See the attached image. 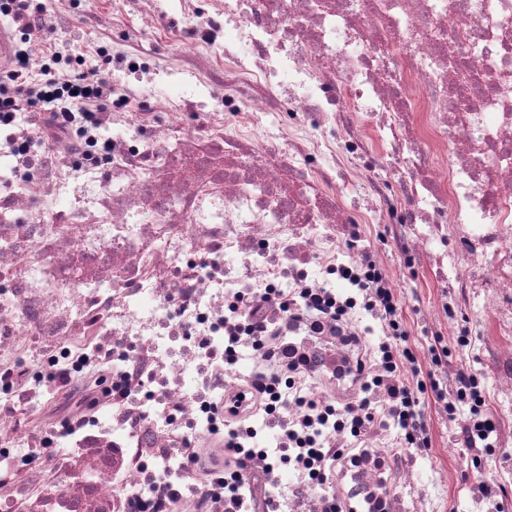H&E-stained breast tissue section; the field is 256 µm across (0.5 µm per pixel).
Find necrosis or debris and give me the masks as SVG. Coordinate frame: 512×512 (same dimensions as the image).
<instances>
[{
    "label": "necrosis or debris",
    "mask_w": 512,
    "mask_h": 512,
    "mask_svg": "<svg viewBox=\"0 0 512 512\" xmlns=\"http://www.w3.org/2000/svg\"><path fill=\"white\" fill-rule=\"evenodd\" d=\"M127 2L86 54L179 98L43 111L33 74L71 63L17 67L0 31L27 90L0 113V512H512V463L452 409L512 446V0H138L149 38ZM371 216L428 258L435 320L486 328L440 339L462 505L384 402L409 377L365 281L397 282L346 244Z\"/></svg>",
    "instance_id": "necrosis-or-debris-1"
}]
</instances>
